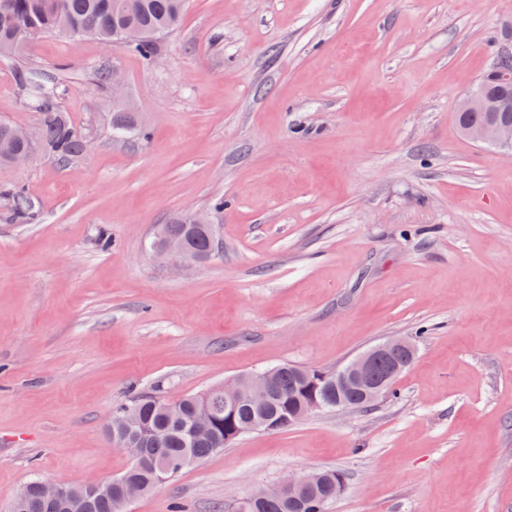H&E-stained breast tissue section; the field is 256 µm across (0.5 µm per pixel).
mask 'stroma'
Here are the masks:
<instances>
[{"instance_id": "stroma-1", "label": "stroma", "mask_w": 512, "mask_h": 512, "mask_svg": "<svg viewBox=\"0 0 512 512\" xmlns=\"http://www.w3.org/2000/svg\"><path fill=\"white\" fill-rule=\"evenodd\" d=\"M511 45L512 0H189L149 61L90 36L1 59L0 121L36 130L27 68L94 142L0 166L38 211L0 215V512L36 479L119 476L107 422L135 396L397 337L414 360L367 411L245 434L130 512H230L326 470V512H512V155L454 117ZM112 67L146 137L112 133ZM188 209L222 248L161 263L155 228Z\"/></svg>"}]
</instances>
